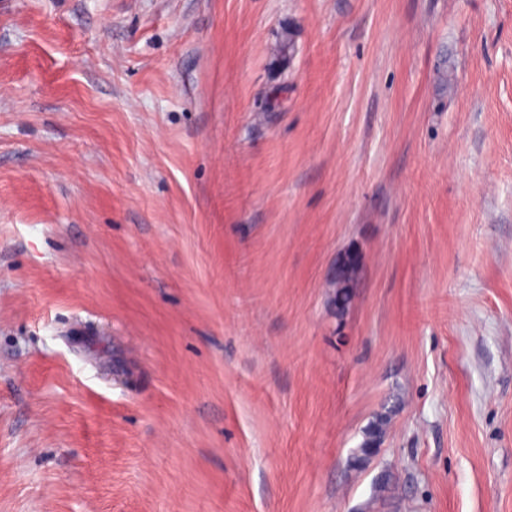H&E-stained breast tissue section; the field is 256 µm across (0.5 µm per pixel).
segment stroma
Listing matches in <instances>:
<instances>
[{"mask_svg":"<svg viewBox=\"0 0 512 512\" xmlns=\"http://www.w3.org/2000/svg\"><path fill=\"white\" fill-rule=\"evenodd\" d=\"M367 507L512 512V0H0V512Z\"/></svg>","mask_w":512,"mask_h":512,"instance_id":"stroma-1","label":"stroma"}]
</instances>
